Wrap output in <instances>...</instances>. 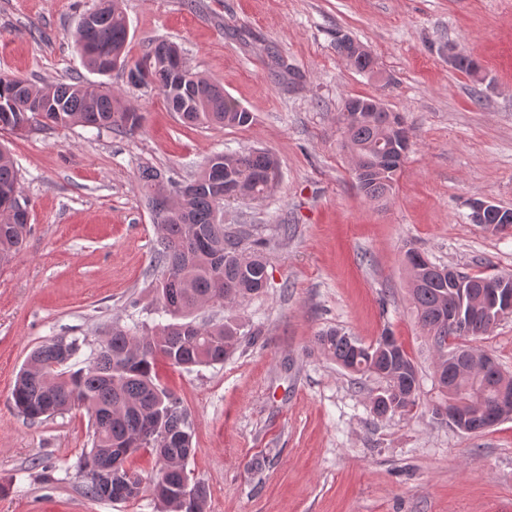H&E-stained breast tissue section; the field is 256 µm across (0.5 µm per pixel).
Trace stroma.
<instances>
[{"instance_id": "35a3bbf8", "label": "stroma", "mask_w": 512, "mask_h": 512, "mask_svg": "<svg viewBox=\"0 0 512 512\" xmlns=\"http://www.w3.org/2000/svg\"><path fill=\"white\" fill-rule=\"evenodd\" d=\"M97 0H0V72L36 84L96 80L74 49ZM129 59L149 42L182 47L189 69L252 112L246 127H188L154 88L107 81L143 121L135 134L32 126L0 135L13 154L30 229L0 264V512H160L149 495L84 493L92 446L84 407L37 422L16 411V376L38 345L79 338L87 360L113 327L157 324L159 230L139 174L190 180L215 152L265 148L281 177L220 218L250 249L267 239L268 282L213 304L254 340L224 363H159L194 426L189 478L205 512H512V419L467 434L434 419L436 356L410 301L406 252L470 275L512 273V231L475 224L470 202L512 209V0H121ZM346 34L375 57L374 79L336 50ZM475 60L467 75L448 58ZM400 113L410 150L390 194L366 198L339 122L347 98ZM287 233H280V225ZM339 328L366 344L391 332L419 370L408 417H374L380 387L315 342ZM474 347L512 376V316Z\"/></svg>"}]
</instances>
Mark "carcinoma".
<instances>
[{"mask_svg": "<svg viewBox=\"0 0 512 512\" xmlns=\"http://www.w3.org/2000/svg\"><path fill=\"white\" fill-rule=\"evenodd\" d=\"M129 30L118 8V0H100L84 11L78 20L75 47H88L91 52L80 55L84 65L106 75L113 67H104L105 59L127 62L124 55ZM336 51L362 73H375L376 59L348 36H336ZM182 59L181 48L170 41L149 43L148 51L136 64L148 67L147 86H154L165 97L170 109L194 126L245 127L253 115L236 100L216 91L217 83L208 77L185 69L183 82L172 84L171 71L165 61ZM34 97L48 104L46 118L50 126L80 125L98 130H117L133 134L142 125V115L122 104L105 83H91L76 78L68 82L37 86L7 73H0V99L18 100ZM368 98L345 102L341 123L345 147L360 160L355 172L360 191L371 200L386 196L394 176L401 168L384 162L388 155L398 157L408 150L409 130L397 113L375 110L366 104ZM37 122L32 112H0V131L15 133L23 119ZM279 163L262 149L241 153H215L206 158L196 176L172 188L165 185L157 171L146 168L139 177V187L151 202L157 196L175 198L166 212H152L160 231V248L154 260L165 268L156 284L161 312L173 322L156 327L153 334H137L132 329L112 328L111 334L76 371L67 369L56 342L36 348L26 367L22 368L13 390L18 412L29 420L63 413L75 405L86 408L94 432L90 451L80 460L85 477V494L108 500L110 495L96 483L90 468L96 459H109L125 442L137 443L136 449L161 447L158 436L149 433L145 418L153 419L157 431L192 437L191 423L178 398L159 381L156 365L162 359L173 367L224 362L234 353L244 337L240 326L232 322L203 324L195 313L207 303L222 305L242 302L262 292L267 284V262L260 249L267 245L255 241L256 250L243 251L239 238L224 229L217 218L226 192L240 186L254 199L266 197L278 183ZM15 190L24 207L29 201L22 195L18 169L9 149L0 144V190ZM28 227L16 216L0 209V263L8 262L20 250ZM410 295L421 327L429 335L436 355L450 357L448 341L461 346V333L448 323L451 309L460 306L458 289L448 277L425 279L411 274ZM321 351L343 367L358 366L356 373L369 374L383 383V390L399 400L391 414L409 416L418 405L419 374L413 360L402 346L392 353L382 340L365 345L356 337L329 329L316 338ZM512 386V377L501 370L478 371L469 383L459 384L449 398L433 408L440 410L453 400L465 411L476 413L470 405L475 392L483 394V406L492 407L502 385ZM187 447L172 441L164 446L168 461V493L158 503L165 512H185L178 492L184 479L181 461ZM138 484L130 494L135 499L145 493L157 498V477L143 479L133 471Z\"/></svg>", "mask_w": 512, "mask_h": 512, "instance_id": "cac0c4a2", "label": "carcinoma"}]
</instances>
